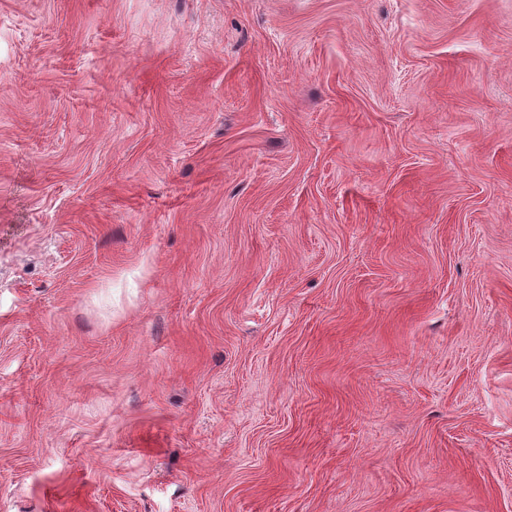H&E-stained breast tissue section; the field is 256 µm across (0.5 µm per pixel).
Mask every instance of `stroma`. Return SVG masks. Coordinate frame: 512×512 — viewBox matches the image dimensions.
I'll return each instance as SVG.
<instances>
[{"label":"stroma","mask_w":512,"mask_h":512,"mask_svg":"<svg viewBox=\"0 0 512 512\" xmlns=\"http://www.w3.org/2000/svg\"><path fill=\"white\" fill-rule=\"evenodd\" d=\"M0 512H512V0H0Z\"/></svg>","instance_id":"35a3bbf8"}]
</instances>
